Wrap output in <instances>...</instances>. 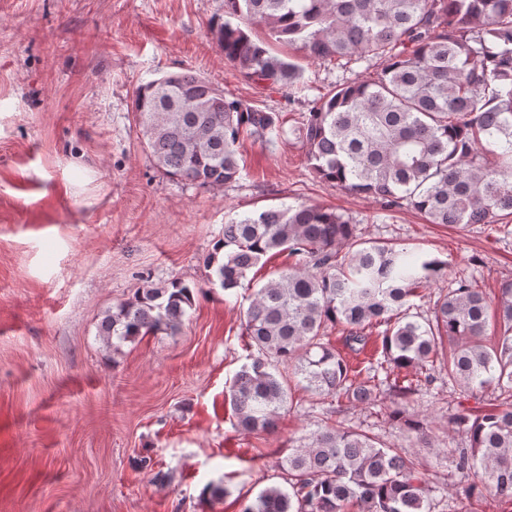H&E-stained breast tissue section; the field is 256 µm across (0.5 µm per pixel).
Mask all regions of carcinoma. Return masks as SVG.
<instances>
[{"label":"carcinoma","instance_id":"1","mask_svg":"<svg viewBox=\"0 0 512 512\" xmlns=\"http://www.w3.org/2000/svg\"><path fill=\"white\" fill-rule=\"evenodd\" d=\"M253 25L314 60L344 69L363 61L370 70L312 100L298 127L319 180L409 207L430 224L512 217V0H224V21L213 28L224 58L250 81L291 90L302 69L253 38ZM134 112L156 165L203 188L241 177L243 139L269 146L283 127L281 113L228 97L190 70L138 85ZM273 251L293 262L250 295L245 335L257 355L226 390L235 425L275 432L288 369L332 403L376 406L389 397L382 417L402 439L386 444L340 422L320 426L288 449V489L268 486L242 512H431L426 474L406 452L433 447L412 396L434 380L436 362L468 392L495 386L512 396V279L494 303L460 279L419 321L410 299L445 277L448 262L360 241L348 217L302 202L226 222L207 257L210 283L242 287ZM199 292L179 278L149 282L105 314L100 333L114 351L138 336L173 334ZM336 326L354 353L366 329L385 327L382 358L365 380L351 377L325 338ZM448 426L469 439L456 456L461 495L511 502L512 405L462 409Z\"/></svg>","mask_w":512,"mask_h":512}]
</instances>
